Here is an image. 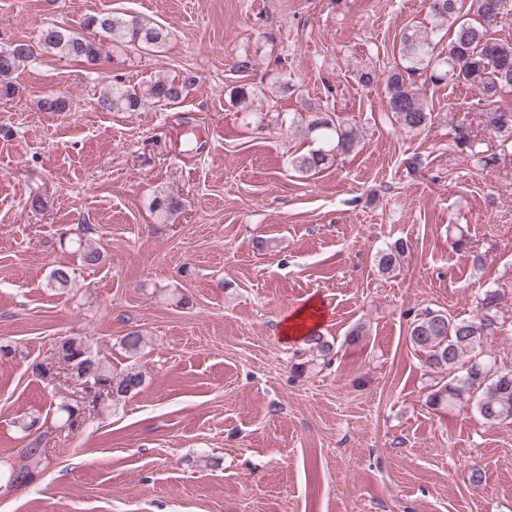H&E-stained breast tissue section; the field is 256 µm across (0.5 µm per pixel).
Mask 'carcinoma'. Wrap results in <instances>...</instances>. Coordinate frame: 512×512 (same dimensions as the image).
Returning <instances> with one entry per match:
<instances>
[{
    "instance_id": "carcinoma-1",
    "label": "carcinoma",
    "mask_w": 512,
    "mask_h": 512,
    "mask_svg": "<svg viewBox=\"0 0 512 512\" xmlns=\"http://www.w3.org/2000/svg\"><path fill=\"white\" fill-rule=\"evenodd\" d=\"M428 11L437 25L430 30L410 26L400 34L398 61L383 73L382 82L389 111L397 122L408 130L426 125L430 113L426 110L424 94L415 77H424L423 85L444 83L448 80L469 83L478 87V103L490 106L484 112L485 126L499 138L502 149L512 148V111L491 107L495 98L512 88V43L492 37L493 30L509 14L512 0H471L470 16L462 15V0H426ZM455 27L454 37L448 42V53L436 52L434 31L444 23ZM85 26L95 28L112 41L138 50L163 45L167 33L155 22L145 18L128 19L125 15L106 11L88 17ZM40 47L47 52L78 59L91 66L97 64L99 47L94 42L62 27L51 25L41 32ZM34 56L33 47L19 43L0 47V98L15 93L11 76ZM183 86L176 79L158 78L143 91L128 85L114 83L97 100L100 109L109 112H135L145 101L173 104L182 96ZM45 112H64L68 107L64 96H48L40 100ZM455 144L475 162L487 167L496 156H484L476 150L477 142L465 125L454 127ZM305 135L317 147L294 154L288 164L299 176L308 178L328 169L336 156L347 154L358 144L357 129L343 126L327 117H314L305 127ZM178 200L171 195H158L152 201V210L160 218H168L178 210ZM89 227L76 228L74 244L84 265L98 266L103 252L88 243L84 235ZM405 252L397 242L380 251L378 268L387 272ZM76 286L73 271L66 266L53 268L47 287L66 290ZM500 291L487 288L480 298L477 317L454 318L442 310L426 308L410 317L409 342L422 353L426 367L438 374V381L429 393L427 402L435 407L449 405L464 396L478 395L475 409L487 424L512 419V369H501L496 358L483 349V339L505 329L507 319L499 315ZM150 339L139 330H132L120 339L127 358L138 359ZM305 343L311 359L296 364L295 370L305 371L310 364H330L334 344L315 332L306 336ZM57 353L70 371L74 381H91L106 389L112 401L119 402L140 391L146 381L137 366L130 365L123 373H112V366L104 358L92 353L88 340L81 336H65L57 342ZM36 452L26 448L20 455V465L0 469V476L18 479L24 469L37 466Z\"/></svg>"
}]
</instances>
